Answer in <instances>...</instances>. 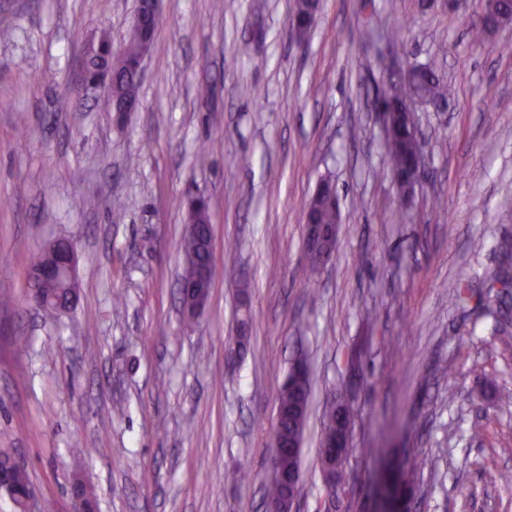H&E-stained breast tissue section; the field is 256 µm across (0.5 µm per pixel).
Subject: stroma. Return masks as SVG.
<instances>
[{
	"label": "stroma",
	"instance_id": "35a3bbf8",
	"mask_svg": "<svg viewBox=\"0 0 512 512\" xmlns=\"http://www.w3.org/2000/svg\"><path fill=\"white\" fill-rule=\"evenodd\" d=\"M162 0L140 107L68 87L87 40L121 51L137 0H0V448L32 512H268L276 397L297 355L311 393L296 512H321L330 407L353 413V483L334 512H377L376 482L425 461L413 512H512V323L478 297L512 255V27L471 39L482 0ZM436 59L452 88L415 105L427 168L411 204L389 172L376 90ZM339 198L336 251L306 257L304 203ZM210 203L209 300L186 327L187 197ZM78 247V299L31 308L30 252ZM249 341L233 352L239 286ZM469 302L451 305L456 289ZM122 306H115V299ZM249 481H242L243 472ZM312 0H297L291 20V30L295 35L301 36L308 29L311 23V13L314 5Z\"/></svg>",
	"mask_w": 512,
	"mask_h": 512
}]
</instances>
